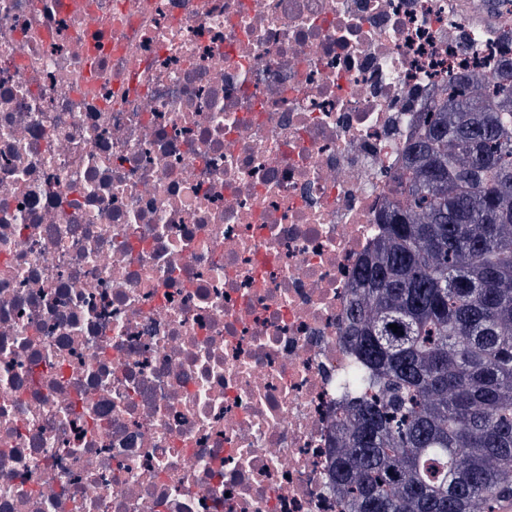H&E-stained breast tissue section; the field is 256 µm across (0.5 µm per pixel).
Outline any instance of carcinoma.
Instances as JSON below:
<instances>
[{
	"label": "carcinoma",
	"mask_w": 512,
	"mask_h": 512,
	"mask_svg": "<svg viewBox=\"0 0 512 512\" xmlns=\"http://www.w3.org/2000/svg\"><path fill=\"white\" fill-rule=\"evenodd\" d=\"M407 155L351 286L361 396L331 475L344 512H494L512 497V59L488 90L456 81Z\"/></svg>",
	"instance_id": "cac0c4a2"
}]
</instances>
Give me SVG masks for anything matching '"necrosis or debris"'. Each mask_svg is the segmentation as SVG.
<instances>
[{"label":"necrosis or debris","instance_id":"obj_1","mask_svg":"<svg viewBox=\"0 0 512 512\" xmlns=\"http://www.w3.org/2000/svg\"><path fill=\"white\" fill-rule=\"evenodd\" d=\"M510 49L512 0H0V512H342L352 273Z\"/></svg>","mask_w":512,"mask_h":512}]
</instances>
